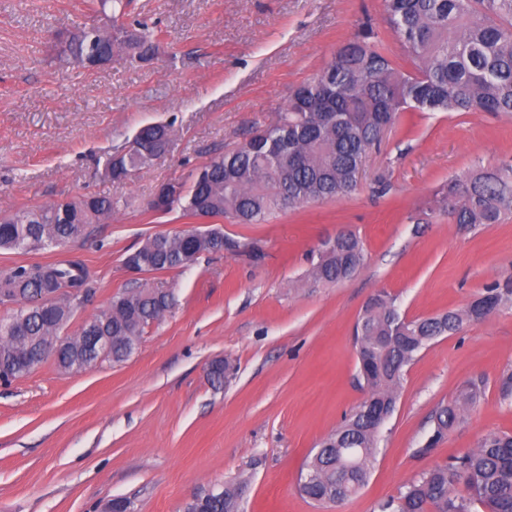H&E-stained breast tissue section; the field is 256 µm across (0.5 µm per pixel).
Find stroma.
I'll list each match as a JSON object with an SVG mask.
<instances>
[{"label":"stroma","instance_id":"stroma-1","mask_svg":"<svg viewBox=\"0 0 512 512\" xmlns=\"http://www.w3.org/2000/svg\"><path fill=\"white\" fill-rule=\"evenodd\" d=\"M130 18L161 32L159 53H125L86 70L57 58L50 33L88 16L86 0H0V215L83 195L120 209L86 237L28 252L0 251V270L77 257L96 293L67 329L106 309L138 277L125 255L153 234L194 226L148 202L163 183L272 124L292 91L371 21L391 57L383 0H127ZM170 125L171 150L124 183L99 160L125 149L144 123ZM512 166V115L407 112L370 152L358 191L274 212L260 224L215 219L231 248L180 272L152 275L174 304L120 364L79 373L46 361L0 385V512H182L204 487L243 477L241 512H378L407 482L512 433L500 376L512 369V306L437 338L408 367L370 478L340 505L314 506L297 490L311 449L367 395L353 326L377 292L407 318L469 304L512 277V216L462 227L439 212L448 179ZM356 234L367 259L351 279L313 283L323 243ZM233 374L213 382L209 368ZM484 394L434 451L417 456L431 416L466 383Z\"/></svg>","mask_w":512,"mask_h":512}]
</instances>
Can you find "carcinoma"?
Wrapping results in <instances>:
<instances>
[{
    "label": "carcinoma",
    "mask_w": 512,
    "mask_h": 512,
    "mask_svg": "<svg viewBox=\"0 0 512 512\" xmlns=\"http://www.w3.org/2000/svg\"><path fill=\"white\" fill-rule=\"evenodd\" d=\"M121 0H90L88 21L64 39L66 57L95 53L112 58L114 50L141 60L158 49V32L133 23L124 35ZM384 17L406 48L412 69L395 63L377 44L367 25L322 71L299 85L275 123L255 131L244 143L200 167L190 184L178 188L168 211L187 217H229L239 224H260L273 212L311 202L340 200L359 188L357 170L366 153L381 143L379 130L405 112H489L512 115V0H384ZM124 155L107 154L105 176L124 182L152 164L142 147L163 158L170 126L140 127ZM438 207L462 226L499 224L512 212V167L479 169L453 178L439 192ZM117 203L91 195L23 210L0 219V250L32 251L79 239L93 224L112 217ZM184 233H158L128 253L124 264L150 272H176L189 266ZM362 241L350 233L322 248L311 277L338 283L363 268ZM45 288L56 295L42 305L31 298ZM23 302L0 318V374L9 382L43 360L35 359L51 336L62 338L54 359L64 372L96 367L86 354L90 336H116L109 363H120L138 348L145 328L160 320L173 302L171 293L148 283L112 296L109 306L82 322L74 336L64 335L75 311L95 294L89 269L80 260L21 264L0 271V292ZM512 303V280L495 282L463 309L426 318L402 316L386 292L375 294L358 316L354 347L367 397L345 417L303 464L301 495L318 507L338 504L367 483L378 452L380 421L390 417L404 372L441 336L466 322L483 320ZM482 388L470 384L432 415L433 429L419 456L430 454L476 404ZM244 481L224 489L204 488L183 512H239ZM512 512V433L489 434L477 448L437 464L403 486L379 512Z\"/></svg>",
    "instance_id": "obj_1"
}]
</instances>
